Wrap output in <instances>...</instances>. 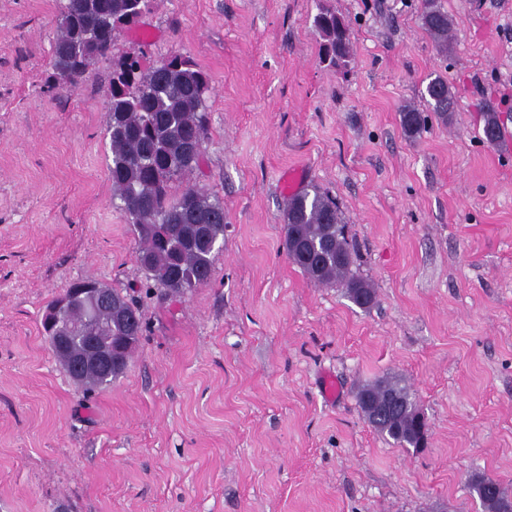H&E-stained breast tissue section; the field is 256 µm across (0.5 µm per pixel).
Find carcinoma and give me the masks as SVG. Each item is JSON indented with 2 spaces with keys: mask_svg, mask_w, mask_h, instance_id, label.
<instances>
[{
  "mask_svg": "<svg viewBox=\"0 0 512 512\" xmlns=\"http://www.w3.org/2000/svg\"><path fill=\"white\" fill-rule=\"evenodd\" d=\"M152 0H61L53 42L54 72L50 89L78 83L101 59L112 58L106 132L110 140L112 204L127 218L136 242V260L145 278L158 288L186 295L206 284L214 272L216 248L224 243V204L195 185L179 193L174 187L199 167L208 132L207 76L188 57L171 55L152 62L142 52L113 55L117 36L150 11ZM422 25L443 48L448 47V13L438 0H424ZM314 27L320 39V59L346 69L353 59L348 24L336 10L319 5ZM429 111L443 120L455 100L446 79L430 80L424 94ZM425 116L413 106L401 112L409 136L422 133ZM502 124L495 112L485 115L483 134L493 144ZM284 246L292 264L314 284L334 286L356 306L368 309L376 289L354 269L356 253L346 234V222L336 201L311 185L288 198L284 210ZM105 284L84 278L73 282L62 297L55 332L64 334L71 354H79L88 339L116 351L119 363L92 368L84 382L109 386L124 373L144 328L136 299L112 289V310L102 309L86 288ZM361 413L369 401L393 403L370 426L401 448H424L428 424L411 387L397 376L361 384L355 392ZM467 490L482 512H512V494L500 482L473 472Z\"/></svg>",
  "mask_w": 512,
  "mask_h": 512,
  "instance_id": "obj_1",
  "label": "carcinoma"
}]
</instances>
